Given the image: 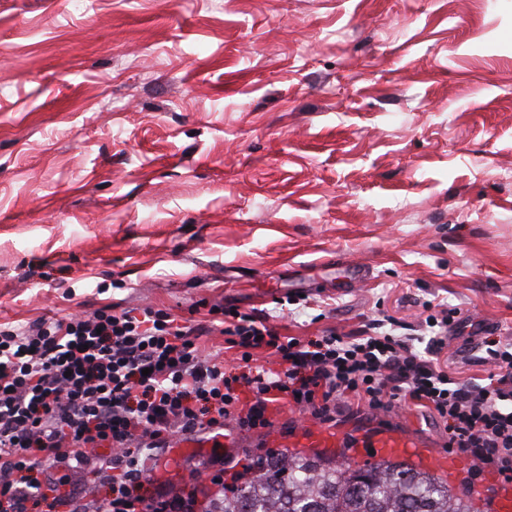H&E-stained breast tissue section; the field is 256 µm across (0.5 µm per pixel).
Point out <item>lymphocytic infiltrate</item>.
I'll return each instance as SVG.
<instances>
[{
    "label": "lymphocytic infiltrate",
    "mask_w": 512,
    "mask_h": 512,
    "mask_svg": "<svg viewBox=\"0 0 512 512\" xmlns=\"http://www.w3.org/2000/svg\"><path fill=\"white\" fill-rule=\"evenodd\" d=\"M209 313L180 320L105 304L84 317L0 329V512H194L195 495L143 492L172 437L263 430L285 405L332 423L351 399L372 410L402 401L428 409L449 448L512 484L511 341L485 338L498 373L461 384L432 359L454 319L448 308L426 317L421 351L416 334L384 319L353 337L327 329L300 339L281 335L261 311L215 304ZM216 330L240 372L203 354L200 338ZM259 351L275 366L254 365ZM78 472L106 498L80 494Z\"/></svg>",
    "instance_id": "1"
}]
</instances>
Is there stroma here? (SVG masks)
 <instances>
[{
  "label": "stroma",
  "instance_id": "1",
  "mask_svg": "<svg viewBox=\"0 0 512 512\" xmlns=\"http://www.w3.org/2000/svg\"><path fill=\"white\" fill-rule=\"evenodd\" d=\"M334 254L369 279L343 291ZM217 302L302 339L440 304L436 367L496 372L469 341L512 339V0H0V328ZM304 423L227 450L288 451ZM392 426L447 449L412 404L335 429ZM213 452L174 438L145 492ZM448 482L486 512L501 487L476 459Z\"/></svg>",
  "mask_w": 512,
  "mask_h": 512
}]
</instances>
